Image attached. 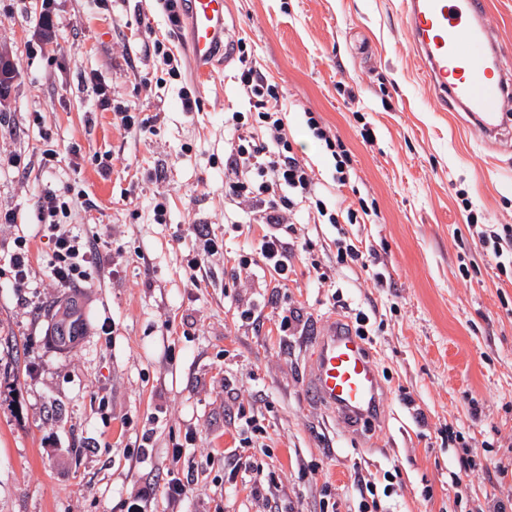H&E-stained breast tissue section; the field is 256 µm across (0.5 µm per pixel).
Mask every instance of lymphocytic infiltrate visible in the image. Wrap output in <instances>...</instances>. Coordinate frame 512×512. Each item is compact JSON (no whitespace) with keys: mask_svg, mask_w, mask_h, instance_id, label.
<instances>
[{"mask_svg":"<svg viewBox=\"0 0 512 512\" xmlns=\"http://www.w3.org/2000/svg\"><path fill=\"white\" fill-rule=\"evenodd\" d=\"M225 41L238 53L237 91L254 111L250 117L236 112L230 118L233 132L224 145L225 197L251 215L253 223L278 228L293 224L300 211L316 214L328 224H358L368 219L372 210L365 204L356 208L340 199L334 207H327L314 170L293 150L282 89L261 72L243 39L229 34ZM70 204L64 190L49 188L40 196L37 232L52 244L48 278L61 287L86 280L84 266L94 249L80 229L61 223ZM295 251V242L279 233L263 235L256 251L240 256L238 272L251 275L261 263L280 279H287Z\"/></svg>","mask_w":512,"mask_h":512,"instance_id":"obj_1","label":"lymphocytic infiltrate"}]
</instances>
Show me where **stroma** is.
<instances>
[{
  "mask_svg": "<svg viewBox=\"0 0 512 512\" xmlns=\"http://www.w3.org/2000/svg\"><path fill=\"white\" fill-rule=\"evenodd\" d=\"M224 11L227 31L283 88L293 149L322 194L372 201L377 213L298 225L305 246L287 287L265 269L235 283L240 254L266 231L243 229L240 210L224 206V116L249 109L231 81L236 55L189 114L179 90H197L192 65L163 77L142 42V21L166 27L156 0H0V50L18 74L0 107V155L21 159L0 170V211L18 221L0 224V512H126L172 467L190 482L183 512H358V477L378 512H495L512 496V267L482 260L476 226L512 225V133L489 139L465 113L443 111L400 0H225ZM91 73L115 105L152 118L153 135L94 109L82 81ZM309 111L352 153L343 187ZM365 124L374 143L359 134ZM48 148L62 158L53 173L39 165ZM67 186L94 203L74 205L69 223L112 238L89 258L88 287L52 284V246L35 234L41 192ZM195 224L223 247L194 280ZM19 230L33 238L35 285L22 292L7 286ZM343 236L370 248L384 287L360 265L337 266ZM320 268L335 269V286L318 284ZM71 299L84 330L62 347L54 313ZM247 308L260 325L241 319ZM358 308L385 396L380 414L351 428L307 405L303 381L307 337L353 323ZM293 313L305 335H283ZM465 445L479 465L458 492ZM233 450L234 473L224 466Z\"/></svg>",
  "mask_w": 512,
  "mask_h": 512,
  "instance_id": "35a3bbf8",
  "label": "stroma"
}]
</instances>
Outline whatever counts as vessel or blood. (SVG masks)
<instances>
[{
	"label": "vessel or blood",
	"mask_w": 512,
	"mask_h": 512,
	"mask_svg": "<svg viewBox=\"0 0 512 512\" xmlns=\"http://www.w3.org/2000/svg\"><path fill=\"white\" fill-rule=\"evenodd\" d=\"M401 10L421 76L436 95L466 112L486 137L512 124V70L502 62L484 0H401ZM187 16L195 79L204 84L224 37V0H188ZM304 390L310 404L353 426L372 419L384 399L369 346L339 323L315 336Z\"/></svg>",
	"instance_id": "obj_1"
}]
</instances>
